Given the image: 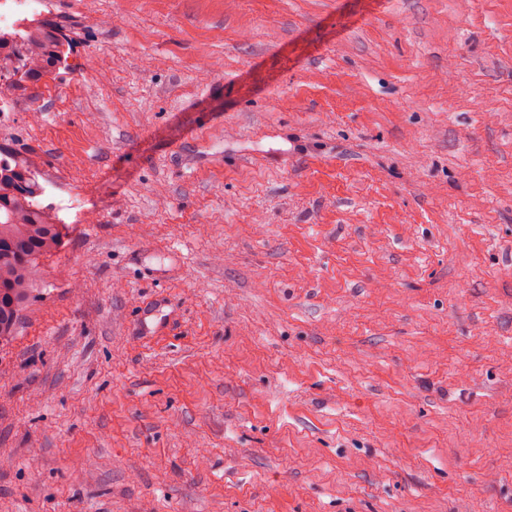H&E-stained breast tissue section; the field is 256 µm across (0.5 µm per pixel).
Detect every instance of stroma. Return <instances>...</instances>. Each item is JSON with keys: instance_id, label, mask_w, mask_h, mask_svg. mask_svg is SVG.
<instances>
[{"instance_id": "obj_1", "label": "stroma", "mask_w": 512, "mask_h": 512, "mask_svg": "<svg viewBox=\"0 0 512 512\" xmlns=\"http://www.w3.org/2000/svg\"><path fill=\"white\" fill-rule=\"evenodd\" d=\"M41 13L0 512H512V0Z\"/></svg>"}]
</instances>
